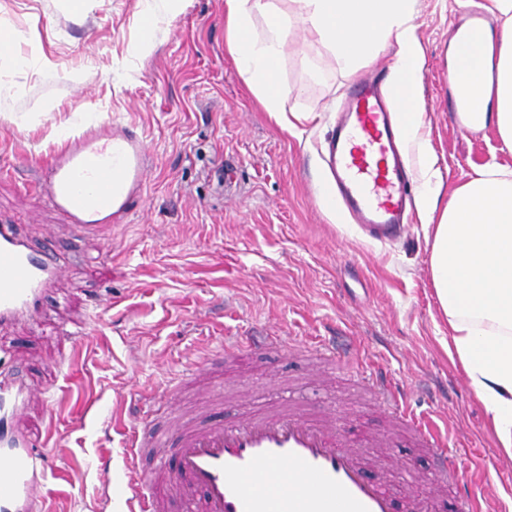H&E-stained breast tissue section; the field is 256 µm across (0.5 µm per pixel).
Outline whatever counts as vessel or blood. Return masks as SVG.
I'll list each match as a JSON object with an SVG mask.
<instances>
[{"instance_id":"vessel-or-blood-1","label":"vessel or blood","mask_w":512,"mask_h":512,"mask_svg":"<svg viewBox=\"0 0 512 512\" xmlns=\"http://www.w3.org/2000/svg\"><path fill=\"white\" fill-rule=\"evenodd\" d=\"M324 162L323 184L354 224L377 239L402 232L413 181L378 79L359 81L341 101ZM148 170L145 139L134 125L92 128L52 157L39 194L72 231L123 224L137 209ZM65 268L58 253L35 251L16 225L0 224V332L34 319L42 293ZM266 341L255 333L228 336L224 353L240 357ZM367 381L395 425L413 432L436 474L456 489V512H479L438 425L414 413L385 373ZM26 397L16 374L0 376V420L16 414ZM151 422L145 409L130 421L125 459L131 493L121 512H167L170 493L184 512H396L390 480L368 475L366 458L335 414L307 418L278 410L230 425L186 421L162 439L151 436ZM0 453L7 459L0 467V512H28L43 497L46 461L23 437L0 434ZM423 482L421 474L408 473L406 512H436L439 488L420 493Z\"/></svg>"}]
</instances>
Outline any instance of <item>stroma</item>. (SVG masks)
<instances>
[{"label":"stroma","mask_w":512,"mask_h":512,"mask_svg":"<svg viewBox=\"0 0 512 512\" xmlns=\"http://www.w3.org/2000/svg\"><path fill=\"white\" fill-rule=\"evenodd\" d=\"M0 0V221L68 256L35 324L0 339L34 396L17 429L46 441L51 512H110L128 488L118 420L183 382L178 412L231 424L295 400L333 412L351 439L391 429L389 411L351 374L318 378L315 345L351 336L448 427L468 487L488 512H512V455L446 350L420 224L380 243L328 214L320 146L348 85L315 43L295 39L279 78L309 111L294 137L264 110L224 48V0ZM472 0H414L426 53L417 97L445 190L474 169H512L493 128L463 132L448 112L450 34ZM154 41L137 44L144 27ZM142 127L152 166L137 215L74 233L36 182L49 156L93 126ZM56 235H49V228ZM262 329L268 349L225 360L223 390L202 403L189 378L228 336Z\"/></svg>","instance_id":"stroma-1"}]
</instances>
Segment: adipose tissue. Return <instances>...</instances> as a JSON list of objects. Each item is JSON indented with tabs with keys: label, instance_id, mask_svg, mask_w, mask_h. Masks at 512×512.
<instances>
[{
	"label": "adipose tissue",
	"instance_id": "1",
	"mask_svg": "<svg viewBox=\"0 0 512 512\" xmlns=\"http://www.w3.org/2000/svg\"><path fill=\"white\" fill-rule=\"evenodd\" d=\"M224 0L226 47L266 111L292 135L306 115L286 109L292 94L279 79L288 39L319 43L340 71L353 76L385 51L394 55L391 82L397 127L417 163L418 213L431 245L432 286L448 320V354L459 361L497 439L512 450V171L486 165L442 198L441 173L424 136L416 87L425 51L412 0ZM499 22L498 37L476 31L452 38L456 94L489 119L501 151L512 153V0H482ZM264 17L255 34L254 17Z\"/></svg>",
	"mask_w": 512,
	"mask_h": 512
}]
</instances>
